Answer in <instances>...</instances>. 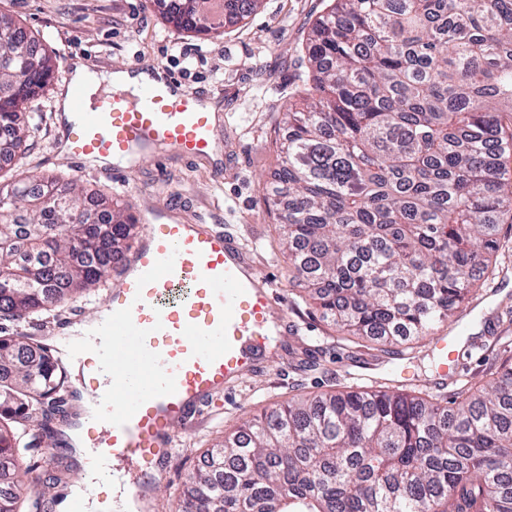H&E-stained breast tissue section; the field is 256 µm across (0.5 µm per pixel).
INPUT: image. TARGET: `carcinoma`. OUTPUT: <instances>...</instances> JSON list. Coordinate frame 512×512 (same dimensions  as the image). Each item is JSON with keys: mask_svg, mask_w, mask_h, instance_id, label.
Instances as JSON below:
<instances>
[{"mask_svg": "<svg viewBox=\"0 0 512 512\" xmlns=\"http://www.w3.org/2000/svg\"><path fill=\"white\" fill-rule=\"evenodd\" d=\"M214 0H165L215 32ZM261 0H224L231 19ZM314 86L288 112L274 205L294 279L347 336L412 345L488 275L512 212V0H334L307 43ZM52 72L0 13V158L27 150L26 113ZM0 319L95 288L135 225L56 177L0 182ZM66 392L46 350L0 328V512H53L21 452ZM182 512H512V361L443 405L398 387L327 392L243 421L184 486Z\"/></svg>", "mask_w": 512, "mask_h": 512, "instance_id": "obj_1", "label": "carcinoma"}]
</instances>
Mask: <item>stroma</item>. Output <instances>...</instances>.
<instances>
[{"label":"stroma","instance_id":"35a3bbf8","mask_svg":"<svg viewBox=\"0 0 512 512\" xmlns=\"http://www.w3.org/2000/svg\"><path fill=\"white\" fill-rule=\"evenodd\" d=\"M329 0H263L249 17L205 34L176 27L154 0H0L41 42L53 61V77L34 102L28 149L15 167L26 175L53 174L107 200L131 205L135 219H176L219 226L232 233L279 298L293 325L276 353L261 358L258 372L225 391L222 404L204 410L195 425L175 426L174 454L152 491L151 512H178L185 482L204 463L216 441L243 418L321 392L371 387L388 379L399 361L395 351L365 339L339 335L295 286L280 250L278 213L272 205L280 145L288 132V109L300 102L312 77L307 68L308 35ZM96 57L100 69L145 65L168 70L183 86L219 101L214 150L189 162L158 147L131 166L123 179L110 168L71 165L61 151L58 95L71 65ZM506 248L496 264L506 273L481 289L449 325L465 337L458 369L440 376L431 344L414 349L405 372L413 388L452 398L461 386L485 385L512 359V219L501 226ZM107 288L75 295L63 306L20 321L10 332L40 336L54 344L53 329L67 316L88 320L106 306ZM57 477L54 493L65 501L82 478V468L65 448H32L18 461L21 493L34 479Z\"/></svg>","mask_w":512,"mask_h":512}]
</instances>
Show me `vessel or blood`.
I'll list each match as a JSON object with an SVG mask.
<instances>
[{
  "label": "vessel or blood",
  "mask_w": 512,
  "mask_h": 512,
  "mask_svg": "<svg viewBox=\"0 0 512 512\" xmlns=\"http://www.w3.org/2000/svg\"><path fill=\"white\" fill-rule=\"evenodd\" d=\"M65 123L74 161H118L164 145L195 159L213 147V114L171 79L143 93L113 92L89 105L70 96ZM108 292L96 355L69 364L70 392H102L82 425L85 447L132 462L134 498L147 506L155 471L173 453L172 425L194 424L209 398L250 371L287 326L258 269L223 232L148 221L122 255Z\"/></svg>",
  "instance_id": "obj_1"
}]
</instances>
